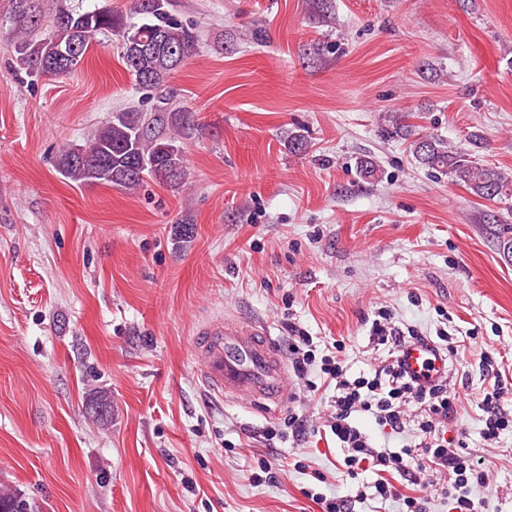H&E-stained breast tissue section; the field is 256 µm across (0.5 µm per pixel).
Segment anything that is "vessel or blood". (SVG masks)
Here are the masks:
<instances>
[{"label": "vessel or blood", "instance_id": "1", "mask_svg": "<svg viewBox=\"0 0 512 512\" xmlns=\"http://www.w3.org/2000/svg\"><path fill=\"white\" fill-rule=\"evenodd\" d=\"M194 354L197 375L210 393L265 410L285 401L288 367L264 327L209 320L198 329ZM401 359L411 375L429 363L448 371L444 355L428 343L407 344Z\"/></svg>", "mask_w": 512, "mask_h": 512}]
</instances>
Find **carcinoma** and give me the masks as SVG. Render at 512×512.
I'll return each mask as SVG.
<instances>
[{
	"label": "carcinoma",
	"mask_w": 512,
	"mask_h": 512,
	"mask_svg": "<svg viewBox=\"0 0 512 512\" xmlns=\"http://www.w3.org/2000/svg\"><path fill=\"white\" fill-rule=\"evenodd\" d=\"M169 6L171 0H161L157 8L147 7L146 0H132V20L128 21L109 9L86 6L83 0L50 13L36 8L32 0H11L9 20L15 31L19 65L39 76H68L76 68L64 64L59 50L74 44L82 60L96 36H115L122 45L123 65L135 81L145 88H161L185 64L197 44L195 32L178 23L169 13ZM157 37L163 40L162 52L135 54V46ZM190 118L191 114L174 110L164 97L148 112H119L97 127L85 145L62 149L59 169L78 185L134 190L146 177L167 184L184 183L188 179L184 151L161 129L166 125L183 126ZM389 119L391 127L384 129L387 135H413V126L404 122V116L395 114ZM413 154L422 167L450 177L479 198L512 196V176L468 159L466 153L443 139L419 137L413 141ZM0 512H36V506L23 496L3 493Z\"/></svg>",
	"instance_id": "obj_1"
}]
</instances>
